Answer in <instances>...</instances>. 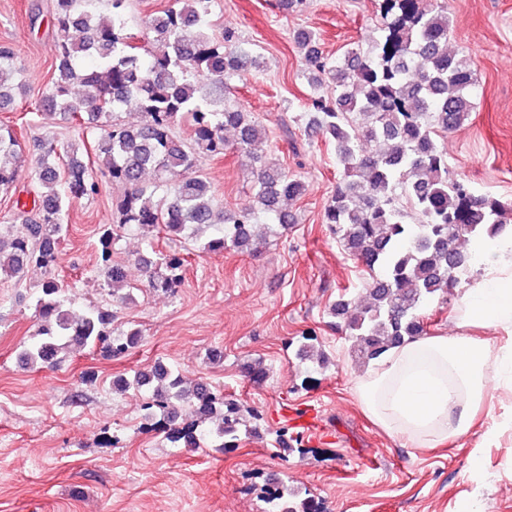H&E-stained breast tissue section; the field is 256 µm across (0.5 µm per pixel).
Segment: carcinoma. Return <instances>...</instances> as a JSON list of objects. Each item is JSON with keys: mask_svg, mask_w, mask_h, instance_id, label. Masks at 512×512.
Masks as SVG:
<instances>
[{"mask_svg": "<svg viewBox=\"0 0 512 512\" xmlns=\"http://www.w3.org/2000/svg\"><path fill=\"white\" fill-rule=\"evenodd\" d=\"M129 2L54 0L56 67L35 110L75 122L82 139L64 146L50 134L33 139L42 191L31 209L15 201L18 228L0 237L1 275L21 280L34 266L45 275L34 304L37 340L19 353L29 367L54 366L77 348L98 347L120 358L141 341L135 324L114 327L108 307L74 308L69 285L53 275L72 201L101 191L84 154H94L102 175L123 187L118 218L101 226L98 239L101 274L122 303L133 300L121 293L125 270L112 260L123 232L145 236L158 229L204 251L255 254L266 244L253 229L259 215L284 228L294 217L283 202L305 192L300 179L254 153L262 127L230 95L232 80L260 70L261 62L234 32L209 33L214 0H170L147 20L152 36L139 44L127 27ZM375 2L382 35L366 50L334 58L321 49L317 32L302 29L295 37L310 76L308 124L335 142L341 170L322 223L368 275V301L358 306L341 297L332 314L367 362L426 335V306L447 300L475 258L460 243L502 235L512 211V202L476 191L451 171L438 141V133L462 127L474 109L475 73L465 52L448 49V12L433 0ZM18 72L15 49L0 44V110L26 94L23 82L11 83ZM131 103L139 120L125 122L118 113ZM184 120L194 128L189 143L176 132ZM230 130L236 149L252 159L256 209L225 208L197 174L200 159L224 157ZM21 159L16 132L0 125L1 192L16 183ZM146 249L138 262L147 288L175 292L185 259L155 250L151 239ZM310 340L303 337L298 354L326 367L328 357ZM112 389L149 393L145 418L185 448L206 443L229 452L242 438L259 435L237 401L215 387L200 388L173 366L139 369L113 380ZM185 407L204 428L175 426L170 415ZM293 497L288 485L277 487L267 498L268 512H279L280 500Z\"/></svg>", "mask_w": 512, "mask_h": 512, "instance_id": "1", "label": "carcinoma"}]
</instances>
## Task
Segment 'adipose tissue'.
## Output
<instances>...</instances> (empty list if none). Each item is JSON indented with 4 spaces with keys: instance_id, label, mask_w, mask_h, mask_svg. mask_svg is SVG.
<instances>
[{
    "instance_id": "adipose-tissue-1",
    "label": "adipose tissue",
    "mask_w": 512,
    "mask_h": 512,
    "mask_svg": "<svg viewBox=\"0 0 512 512\" xmlns=\"http://www.w3.org/2000/svg\"><path fill=\"white\" fill-rule=\"evenodd\" d=\"M480 279L457 299L458 334L430 336L390 352L358 378L362 407L387 431L422 444L466 434L492 378L512 380V234L476 249ZM480 327L504 345L470 336Z\"/></svg>"
}]
</instances>
